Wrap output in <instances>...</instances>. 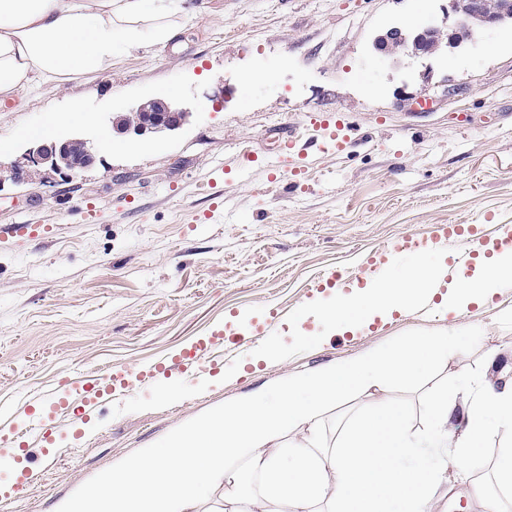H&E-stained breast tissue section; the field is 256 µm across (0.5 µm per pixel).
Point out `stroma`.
Listing matches in <instances>:
<instances>
[{"instance_id":"stroma-1","label":"stroma","mask_w":512,"mask_h":512,"mask_svg":"<svg viewBox=\"0 0 512 512\" xmlns=\"http://www.w3.org/2000/svg\"><path fill=\"white\" fill-rule=\"evenodd\" d=\"M448 0H185L181 35L121 55L112 71L59 87L18 91L0 104V225L40 224L51 234L0 238V410L28 391L112 366L133 369L190 348L216 330L251 342L206 383L182 375L138 392L86 428L53 423L36 460L0 469L4 512H52L112 463L157 452L196 415L370 348L447 331L441 296L357 332L289 329L324 272L347 274L406 231L437 224L512 225V29L478 35L424 60L385 65L383 30L441 23ZM164 96L188 122L161 137L115 134L113 114ZM431 111H415L417 101ZM91 119L67 121L73 107ZM344 114L363 133L337 155L311 147L301 186L270 181L282 151L270 130ZM62 117L49 126L50 117ZM77 133L97 150L77 173L11 177L36 143ZM274 334L255 335L271 311ZM467 321L479 339L464 362L387 394L414 427L428 393L458 375L494 369L512 379V279ZM497 440L479 468L450 479L438 512H482L474 485L497 494Z\"/></svg>"}]
</instances>
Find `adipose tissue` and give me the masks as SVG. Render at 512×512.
<instances>
[{
  "label": "adipose tissue",
  "instance_id": "adipose-tissue-1",
  "mask_svg": "<svg viewBox=\"0 0 512 512\" xmlns=\"http://www.w3.org/2000/svg\"><path fill=\"white\" fill-rule=\"evenodd\" d=\"M181 2L0 0V98L110 70L143 38L169 41L181 28ZM447 273L442 259L419 264L406 282L371 281L336 301L316 300L304 314L336 332L360 330L437 293ZM511 276L512 248L480 256L472 276L451 283L450 308L493 296ZM471 331L457 321L450 332L288 379L275 395L225 404L171 432L162 453L100 472L55 512H193L218 485L220 512H435L448 472L471 470L487 439L512 431V381L484 377L463 417L456 398L430 393L423 408L429 426L420 435L385 388L428 379L436 364L461 360ZM353 394L367 395L368 403L344 422L333 446L322 444L323 414Z\"/></svg>",
  "mask_w": 512,
  "mask_h": 512
}]
</instances>
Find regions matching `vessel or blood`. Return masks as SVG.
Returning <instances> with one entry per match:
<instances>
[{
    "instance_id": "vessel-or-blood-1",
    "label": "vessel or blood",
    "mask_w": 512,
    "mask_h": 512,
    "mask_svg": "<svg viewBox=\"0 0 512 512\" xmlns=\"http://www.w3.org/2000/svg\"><path fill=\"white\" fill-rule=\"evenodd\" d=\"M317 126L323 132L320 140L322 146L339 152L350 148V127L343 119L329 117L318 121ZM503 243L500 234L488 231L481 224H439L427 237L409 231L402 233L384 251L369 256L361 266L360 273L364 276L379 274L389 255L445 247L452 254L448 274L459 277L464 275L476 253L500 249ZM245 344V338L218 335L197 342L179 355L160 358L152 365L131 373L109 370L102 375L91 374L80 378L65 396L55 390L34 391L25 403L22 417L11 421L6 435L21 442L47 441L51 413L73 406L78 408L80 417H88L101 402L124 404L137 392L154 386L157 377L165 373L205 377L212 368L239 357Z\"/></svg>"
}]
</instances>
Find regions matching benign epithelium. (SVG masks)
<instances>
[{"mask_svg":"<svg viewBox=\"0 0 512 512\" xmlns=\"http://www.w3.org/2000/svg\"><path fill=\"white\" fill-rule=\"evenodd\" d=\"M448 14L460 18L456 26L444 32L435 26L392 27L377 35L374 49L397 63L403 58L419 59L451 52L461 47L466 38L484 31H494L512 25V0H448ZM143 113V122L132 125L125 117L112 120L113 131L138 136L162 135L180 129L190 113L172 106L163 98H153L136 108ZM26 164L13 166L14 178H30L47 166L56 171H75L88 168L97 160V152L90 141L76 136L60 137L50 142L38 143L25 154Z\"/></svg>","mask_w":512,"mask_h":512,"instance_id":"benign-epithelium-1","label":"benign epithelium"}]
</instances>
